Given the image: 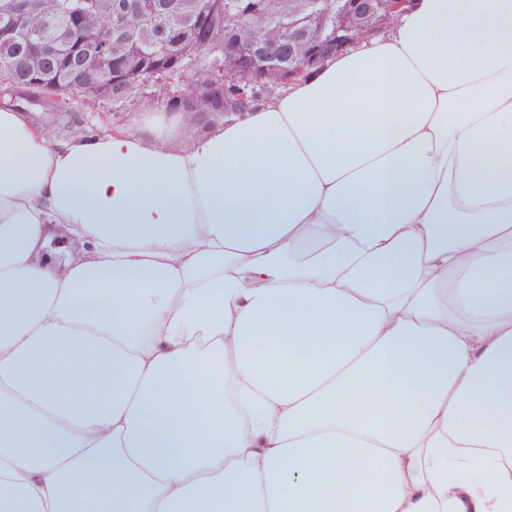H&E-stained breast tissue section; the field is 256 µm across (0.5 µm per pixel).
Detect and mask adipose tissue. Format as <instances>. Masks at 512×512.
I'll list each match as a JSON object with an SVG mask.
<instances>
[{"mask_svg":"<svg viewBox=\"0 0 512 512\" xmlns=\"http://www.w3.org/2000/svg\"><path fill=\"white\" fill-rule=\"evenodd\" d=\"M182 134L0 110V512H512V0Z\"/></svg>","mask_w":512,"mask_h":512,"instance_id":"obj_1","label":"adipose tissue"}]
</instances>
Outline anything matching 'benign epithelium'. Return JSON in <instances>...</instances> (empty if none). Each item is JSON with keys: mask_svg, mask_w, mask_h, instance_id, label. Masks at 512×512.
I'll use <instances>...</instances> for the list:
<instances>
[{"mask_svg": "<svg viewBox=\"0 0 512 512\" xmlns=\"http://www.w3.org/2000/svg\"><path fill=\"white\" fill-rule=\"evenodd\" d=\"M204 0H165V22L144 37L135 35L136 0H96L100 15L110 22L114 39L95 45L91 52L78 58L79 67L95 73L97 83L87 87L94 94L118 86L128 92L129 77L112 71L114 42L124 45V62L137 70L149 60L154 75L164 76L175 69L168 59L187 55L191 48L205 42L201 25ZM411 0H281L282 10L268 17L265 0H230L227 11L255 19L261 32L246 35L241 27L226 29L225 73L244 81L253 70L285 71L290 77L325 63L332 54L355 43L357 32L377 34L386 20L403 11ZM27 8L26 0H0V29L15 28L19 16ZM56 29L32 36L24 42V57L31 75L40 77L46 56V44H57L70 38L64 20L55 22ZM288 37H282V33Z\"/></svg>", "mask_w": 512, "mask_h": 512, "instance_id": "benign-epithelium-1", "label": "benign epithelium"}]
</instances>
